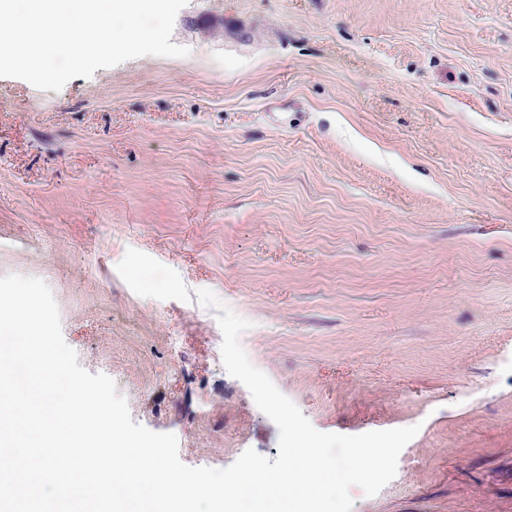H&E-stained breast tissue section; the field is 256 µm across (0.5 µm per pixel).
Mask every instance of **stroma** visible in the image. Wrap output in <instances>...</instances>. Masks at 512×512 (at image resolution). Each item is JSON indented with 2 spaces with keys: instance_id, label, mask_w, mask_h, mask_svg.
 <instances>
[{
  "instance_id": "obj_1",
  "label": "stroma",
  "mask_w": 512,
  "mask_h": 512,
  "mask_svg": "<svg viewBox=\"0 0 512 512\" xmlns=\"http://www.w3.org/2000/svg\"><path fill=\"white\" fill-rule=\"evenodd\" d=\"M171 41L0 77V276L187 466L279 454L208 289L315 429L418 426L352 512H512V0H188Z\"/></svg>"
}]
</instances>
